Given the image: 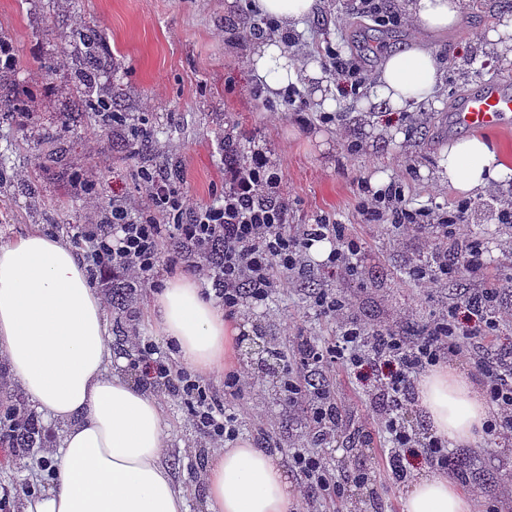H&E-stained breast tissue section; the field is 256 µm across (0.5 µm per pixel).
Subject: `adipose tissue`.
Segmentation results:
<instances>
[{
    "mask_svg": "<svg viewBox=\"0 0 512 512\" xmlns=\"http://www.w3.org/2000/svg\"><path fill=\"white\" fill-rule=\"evenodd\" d=\"M424 31L462 21L461 0H406ZM250 64L270 92L315 85L324 108L338 106L318 67L300 65L279 37L258 39ZM442 72L421 38L383 62L367 101L385 112L434 102ZM512 168L479 136L451 142L438 162L441 181L475 195L505 181ZM154 327L179 362L200 374L237 363L241 330L194 277L167 282L149 303ZM106 311L81 258L62 237L34 227L0 243V359L44 417L59 424L57 447L44 454L53 480L23 500L22 512H188L184 488L162 463L168 425L161 402L123 370L107 341ZM417 400L431 432L448 447L473 443L488 417L482 393L453 368L425 376ZM207 512H297L299 495L278 455L239 441L207 461ZM401 512H473L471 499L439 469L424 470L400 500Z\"/></svg>",
    "mask_w": 512,
    "mask_h": 512,
    "instance_id": "adipose-tissue-1",
    "label": "adipose tissue"
}]
</instances>
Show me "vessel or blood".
Listing matches in <instances>:
<instances>
[{
	"instance_id": "b4317fda",
	"label": "vessel or blood",
	"mask_w": 512,
	"mask_h": 512,
	"mask_svg": "<svg viewBox=\"0 0 512 512\" xmlns=\"http://www.w3.org/2000/svg\"><path fill=\"white\" fill-rule=\"evenodd\" d=\"M511 115L512 93L505 91L503 81L493 80L455 106L453 121L461 128L484 131L500 127Z\"/></svg>"
}]
</instances>
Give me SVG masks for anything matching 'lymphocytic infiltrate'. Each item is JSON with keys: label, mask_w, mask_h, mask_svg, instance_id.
Here are the masks:
<instances>
[{"label": "lymphocytic infiltrate", "mask_w": 512, "mask_h": 512, "mask_svg": "<svg viewBox=\"0 0 512 512\" xmlns=\"http://www.w3.org/2000/svg\"><path fill=\"white\" fill-rule=\"evenodd\" d=\"M324 58L338 79L341 95L356 96L366 89V75L341 50L326 47ZM286 184L285 170L258 150L252 151L247 163L228 167L224 189L210 204L190 202L170 176L157 170L149 172L142 179L143 210L113 201L108 222L92 225L85 232L87 258L100 272L154 288L162 268L180 263L198 267L212 251H219L218 264L209 275L216 297L230 315L243 304L267 301L273 292L302 276L310 264V249L319 241L332 244L321 263L322 270L357 275L362 247L345 225L321 217L310 224L288 227ZM356 212L365 224H387L402 232L440 231L444 240L462 244L469 273L480 284L478 291L450 306L445 315L425 322L420 336L412 342L393 327H370L352 320L341 296L321 291L314 306L319 314L336 321L338 334L321 348H309L302 338L297 341L298 365L321 369L341 365L357 373L369 359L379 367L375 395L383 401L380 423L388 435L386 462L392 477L401 482L408 474L404 461L416 446L403 423L414 379L457 355L474 338L495 334L499 322L487 317L485 311L496 302L497 295L491 285L486 248L482 240L465 231L471 221V202L416 207L402 181H391L376 191L364 181L358 185ZM173 238L178 239L179 249L164 255L165 241ZM154 353L151 343L133 340L131 356L148 384L163 386L169 395L184 399L194 426L213 447L222 448L235 440L236 414L212 399L203 378L194 371L173 368ZM478 372L491 407L484 431L511 440L512 379L486 366L479 367ZM293 461L306 478L308 494L344 500L345 488L332 479L322 456L301 447L294 450Z\"/></svg>", "instance_id": "obj_1"}]
</instances>
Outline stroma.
Returning a JSON list of instances; mask_svg holds the SVG:
<instances>
[{
    "mask_svg": "<svg viewBox=\"0 0 512 512\" xmlns=\"http://www.w3.org/2000/svg\"><path fill=\"white\" fill-rule=\"evenodd\" d=\"M324 2L317 18L291 28L299 38L295 54L309 63L322 62L321 50L329 43L353 51L355 30L379 31L372 19L351 12L347 0ZM462 2L459 30L427 36L443 70L438 106L401 113L395 132L377 133L369 131L373 115L360 110L359 98H342L327 122L313 87L301 86L302 102L288 106L282 95L268 93L255 81L249 66L252 41L238 43L232 37L233 31L260 19L244 0H0V27L9 31L15 61L9 83L29 94L35 111L27 125L0 121V155L8 156L16 175L14 185L0 192V239L11 240L36 224L62 235L99 223L117 198L140 206L137 171L143 165L181 166L183 192L195 202H211L224 184L222 143L227 138L240 144L243 156L258 148L282 165L288 176L290 223L309 224L323 214L346 224L364 245L357 276H328L314 268L267 305H245L235 315L247 347L240 363L254 371L251 388L229 401L238 416L239 437L277 451L292 485L303 487L292 454L310 443L305 407L289 404L280 377L258 370L252 354L258 339L286 356L291 336L327 342L335 327L312 307L314 295L323 289L345 295L352 313L371 326H394L403 316L422 322L464 296L456 283L429 288L409 276L418 256L439 243L437 234H403L364 224L354 209L358 182L381 171L405 181L414 204L458 199V192L435 176L449 141L466 134L452 124L451 111L464 95L490 81L492 72L512 73L511 54L484 50L473 36L492 28L512 0ZM81 23L97 28L111 48L117 65L101 75V92L118 95L123 109L143 119L156 141L152 158L132 155L127 129H102L81 118L61 125L62 114L74 111L78 102L74 69L64 48ZM42 57L56 60L52 73L37 70L35 61ZM399 131L404 140H396ZM355 139L362 143L356 151L351 148ZM78 173L96 183V195L84 194L74 179ZM490 210H473L469 229L487 241L492 273L510 280L512 226L494 223ZM511 336L512 321H502L495 335L473 339L451 364L479 382L475 361L494 356ZM313 377L352 411L367 441L361 457L350 454L338 439L318 445L334 480L345 482L359 467L372 465L376 478L364 488L371 502L366 512H400L407 485L393 481L383 469L384 434L372 419L371 383L339 368L314 372ZM157 397L168 425L164 462L186 489L189 512H206L201 472L209 442L191 424L184 403L164 391ZM462 452L484 472L483 478L461 485L475 512L491 505L497 512H512V494L499 487L501 479L512 476V443L484 435ZM39 460L35 454L14 464L12 450L0 447V512H20L21 487L34 481Z\"/></svg>",
    "mask_w": 512,
    "mask_h": 512,
    "instance_id": "1",
    "label": "stroma"
}]
</instances>
